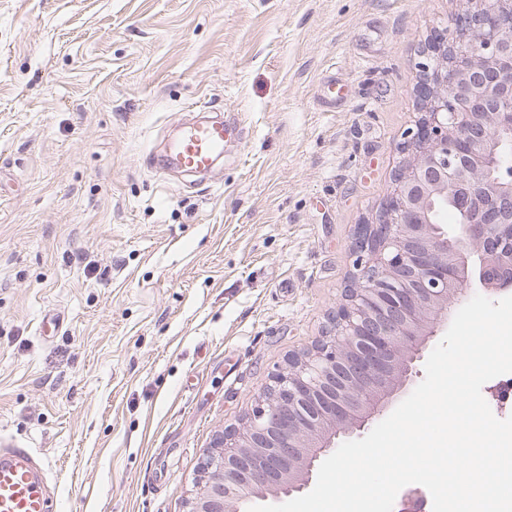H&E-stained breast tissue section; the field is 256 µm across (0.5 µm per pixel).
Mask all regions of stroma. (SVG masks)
I'll list each match as a JSON object with an SVG mask.
<instances>
[{"label": "stroma", "mask_w": 512, "mask_h": 512, "mask_svg": "<svg viewBox=\"0 0 512 512\" xmlns=\"http://www.w3.org/2000/svg\"><path fill=\"white\" fill-rule=\"evenodd\" d=\"M461 8L0 0V444L57 512H187L214 435L327 331ZM198 108L243 128L222 170L155 173Z\"/></svg>", "instance_id": "1"}]
</instances>
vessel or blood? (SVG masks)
Masks as SVG:
<instances>
[{"label":"vessel or blood","mask_w":512,"mask_h":512,"mask_svg":"<svg viewBox=\"0 0 512 512\" xmlns=\"http://www.w3.org/2000/svg\"><path fill=\"white\" fill-rule=\"evenodd\" d=\"M232 133L221 120L197 121L173 141L164 165L190 172L211 170ZM0 512H52L45 465L25 448H0Z\"/></svg>","instance_id":"1"}]
</instances>
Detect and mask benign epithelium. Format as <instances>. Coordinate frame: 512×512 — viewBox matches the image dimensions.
<instances>
[{
  "instance_id": "obj_1",
  "label": "benign epithelium",
  "mask_w": 512,
  "mask_h": 512,
  "mask_svg": "<svg viewBox=\"0 0 512 512\" xmlns=\"http://www.w3.org/2000/svg\"><path fill=\"white\" fill-rule=\"evenodd\" d=\"M467 2L453 29L424 40L420 116L376 221L354 227L358 274L326 336L288 357L241 426L216 434L188 512L302 492L329 439L360 434L406 391L454 304L512 288V0ZM423 505L410 490L398 512Z\"/></svg>"
}]
</instances>
